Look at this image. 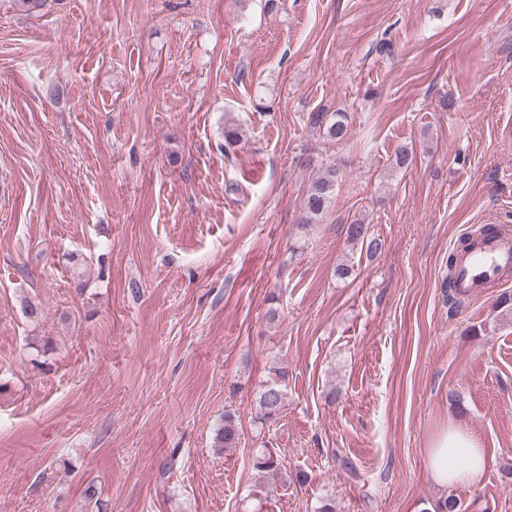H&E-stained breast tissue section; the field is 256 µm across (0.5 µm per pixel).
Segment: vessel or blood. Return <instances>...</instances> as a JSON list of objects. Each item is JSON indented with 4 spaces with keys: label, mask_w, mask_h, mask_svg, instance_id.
<instances>
[{
    "label": "vessel or blood",
    "mask_w": 512,
    "mask_h": 512,
    "mask_svg": "<svg viewBox=\"0 0 512 512\" xmlns=\"http://www.w3.org/2000/svg\"><path fill=\"white\" fill-rule=\"evenodd\" d=\"M512 273V235L495 231L471 239L453 267V279L466 295L494 287Z\"/></svg>",
    "instance_id": "1"
}]
</instances>
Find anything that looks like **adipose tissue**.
Wrapping results in <instances>:
<instances>
[{"mask_svg":"<svg viewBox=\"0 0 512 512\" xmlns=\"http://www.w3.org/2000/svg\"><path fill=\"white\" fill-rule=\"evenodd\" d=\"M486 466L485 451L477 438L455 425L437 438L427 456L432 481L444 489L480 485Z\"/></svg>","mask_w":512,"mask_h":512,"instance_id":"1","label":"adipose tissue"}]
</instances>
